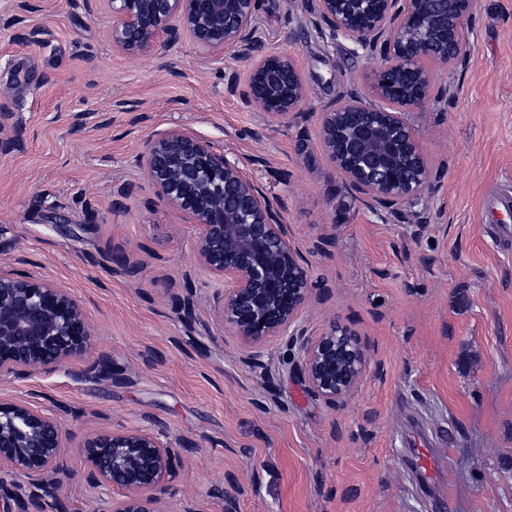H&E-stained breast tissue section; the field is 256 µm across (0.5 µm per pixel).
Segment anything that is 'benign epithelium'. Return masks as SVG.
<instances>
[{
	"mask_svg": "<svg viewBox=\"0 0 512 512\" xmlns=\"http://www.w3.org/2000/svg\"><path fill=\"white\" fill-rule=\"evenodd\" d=\"M112 45L129 53L153 52L159 35L171 44L188 37L202 52L222 51L249 63L240 85L224 72L229 93L250 109L288 119L301 112L307 88L295 58L256 36L253 20L264 0H106ZM475 0H318L327 42L349 43L354 57L379 66L363 89H352L320 112L318 137L334 168L365 198L375 215L424 211L434 192L431 171L413 115L428 100L446 104L451 87L436 85L422 65H461ZM11 112L0 105V152L12 149ZM142 165L162 199L197 229L194 248L202 267L221 280L215 318L236 336L245 361L259 366L260 350L274 338L297 349L309 391L330 406L348 398L367 371L358 334L334 319L315 338L301 316L313 283L288 225L239 162L184 128L151 135ZM83 308L66 288L35 275L0 271V377L21 378L81 360L95 346ZM71 440L61 417L26 402L0 400V462L16 479L0 483L4 512H63L54 505L74 473L63 456ZM92 487L121 490L106 512H165L162 500L172 445L149 430L100 431L77 444Z\"/></svg>",
	"mask_w": 512,
	"mask_h": 512,
	"instance_id": "1",
	"label": "benign epithelium"
}]
</instances>
